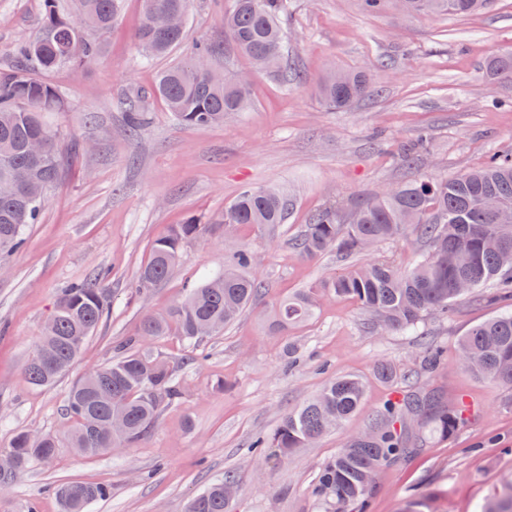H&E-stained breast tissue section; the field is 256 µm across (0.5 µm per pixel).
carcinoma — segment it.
Here are the masks:
<instances>
[{"instance_id": "obj_1", "label": "carcinoma", "mask_w": 512, "mask_h": 512, "mask_svg": "<svg viewBox=\"0 0 512 512\" xmlns=\"http://www.w3.org/2000/svg\"><path fill=\"white\" fill-rule=\"evenodd\" d=\"M390 2L400 15L468 16L488 0H362L368 12ZM39 36L20 43L10 63L0 65V255L26 243L28 225L39 223L44 192L57 183L63 161L54 131L42 114L62 112L65 100L45 75L60 67L79 68L96 59L102 45L88 32L103 33L117 19L122 0H75L70 16L44 0ZM189 0H144L143 20L135 41L142 57L163 58L185 39L186 25L159 29L149 22L156 11L188 14ZM287 0H224V38L247 57L254 69L274 77L288 75L287 31L280 18ZM216 50L197 42L191 52L159 72L153 95L159 97L181 125L207 128L224 122L229 112L250 105L251 76L237 72L224 82L209 84L205 70L213 67ZM487 79L512 78V49L491 59ZM366 75L331 66L319 86L322 104L341 110L369 95ZM145 94L125 100L126 130L139 133L148 123ZM512 214V156L493 155L481 166L448 179L429 177L405 182L353 203L331 205L315 213L293 242L300 256L328 252L350 257L367 254L378 243L412 232L425 243L426 254L402 272L367 260L344 274L271 306L270 326L280 330L312 317L325 295L346 297L370 312L378 328L414 332L431 312L442 315L455 304L494 284L500 297L512 300V220L501 222L491 205ZM292 198L281 186H246L224 207L219 223L228 229L250 224L273 229L288 221ZM194 218L174 225L157 239L139 268L134 288L141 291L169 276L182 248L205 234ZM251 255L244 248L230 252L224 271L187 290L186 296L162 314L143 317L138 332L115 346V357L88 372L65 396L66 414L75 423L69 447L95 456L144 439L161 410L182 398L174 369L152 356L146 345L176 332L195 343L231 325L263 294L264 284L248 274ZM108 274L99 271L72 282L58 293L32 356L24 366L30 385H54L68 370L87 339L107 317ZM462 364L476 376L512 388V310L471 327L459 342ZM52 355L56 367L45 369L37 353ZM356 377L329 382L301 407L286 413L262 448L285 457L317 441L353 415L363 399ZM427 420L448 433L467 421L465 409L453 410L434 392L400 390L390 397L369 430L350 439L319 471L313 489L326 512H368L369 495L378 467L417 450L408 438V422ZM60 448L51 434L31 436L19 429L7 450L11 474L34 461H51ZM236 490L226 472L189 501L186 512H226ZM61 512H87L110 496L105 485L68 482L54 489ZM482 512H512V481L487 500Z\"/></svg>"}]
</instances>
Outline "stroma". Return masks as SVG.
I'll use <instances>...</instances> for the list:
<instances>
[{"label":"stroma","instance_id":"stroma-1","mask_svg":"<svg viewBox=\"0 0 512 512\" xmlns=\"http://www.w3.org/2000/svg\"><path fill=\"white\" fill-rule=\"evenodd\" d=\"M143 8V0H124L93 63L47 75L67 102L65 111L46 116L59 137L64 174L48 190L26 246L0 258V448L18 428L53 434L62 446L51 462L0 476V512H26L32 503L38 512H59L54 488L73 481L112 488L88 512H184L195 493L228 471L238 480L229 512H324L312 493L320 467L370 427L392 391L408 386L435 391L452 407L464 404L470 417L445 435L413 425L409 436L418 449L381 467L370 512H405L424 499L435 512H480L512 478V389L475 377L460 364L457 345L500 305L462 300L451 317L425 316L415 336L377 329L368 313L336 297L282 332L269 329L266 314L274 302L355 263L333 252L305 259L293 251L292 239L315 211L512 153V81L492 84L484 74L491 58L512 47V0H491L465 17L368 12L361 0H288L287 79L254 74L251 109L205 129L182 126L150 95L149 123L133 138L122 101L150 94L173 59L141 61L135 32ZM42 9L43 0H0V63L38 34ZM223 14L222 0H190L187 37L174 57L205 40L219 62L249 71L248 59L224 40ZM330 64L367 73L372 95L341 111L324 108L318 88ZM408 151L419 154L410 166L401 161ZM246 185L289 189L287 223L272 231L220 225L225 205ZM192 216L207 224L205 240L185 244L167 280L132 292L154 242ZM235 246L251 252L250 271L264 295L199 346L174 334L151 345L154 355L176 364L180 402L164 408L150 434L131 446L92 457L66 447L69 388L112 360L113 344L134 335L145 314L165 312L188 285L222 271ZM99 270L109 274L107 318L52 388L30 386L23 367L59 289ZM196 348L206 356L199 364L188 360ZM433 350L441 360L429 369L424 361ZM382 362L394 367V381L377 377ZM345 375L361 377L365 394L342 425L285 459L250 453L285 412Z\"/></svg>","mask_w":512,"mask_h":512}]
</instances>
